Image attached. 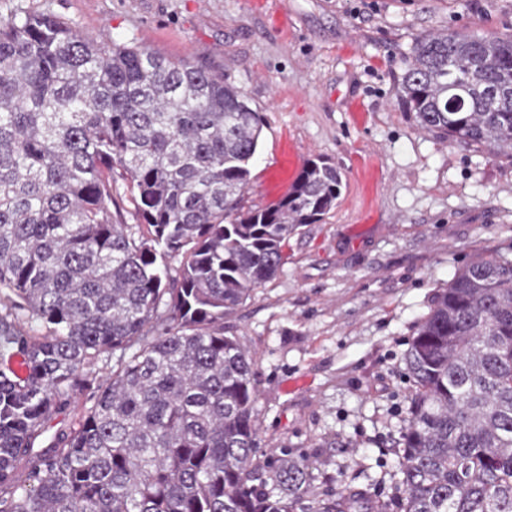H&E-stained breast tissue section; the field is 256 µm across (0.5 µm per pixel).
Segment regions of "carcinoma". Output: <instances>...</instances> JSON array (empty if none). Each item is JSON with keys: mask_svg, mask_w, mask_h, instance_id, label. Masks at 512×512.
<instances>
[{"mask_svg": "<svg viewBox=\"0 0 512 512\" xmlns=\"http://www.w3.org/2000/svg\"><path fill=\"white\" fill-rule=\"evenodd\" d=\"M398 91L425 130L512 147V35L418 36ZM262 131L188 57L0 18V512L364 510L346 486L307 501L312 462L260 451L256 362L224 335L344 187L313 159L243 209ZM119 181L134 224L112 208ZM405 362L398 512H512V254L456 272Z\"/></svg>", "mask_w": 512, "mask_h": 512, "instance_id": "1", "label": "carcinoma"}]
</instances>
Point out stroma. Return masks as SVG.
Returning a JSON list of instances; mask_svg holds the SVG:
<instances>
[{"mask_svg": "<svg viewBox=\"0 0 512 512\" xmlns=\"http://www.w3.org/2000/svg\"><path fill=\"white\" fill-rule=\"evenodd\" d=\"M18 9L223 74L264 121L244 207L276 202L309 159L340 170L335 209L224 333L257 362L261 450L307 456L312 498L392 499L414 328L459 268L512 251V152L421 129L397 80L417 36L511 35L512 0H0V17Z\"/></svg>", "mask_w": 512, "mask_h": 512, "instance_id": "1", "label": "stroma"}]
</instances>
